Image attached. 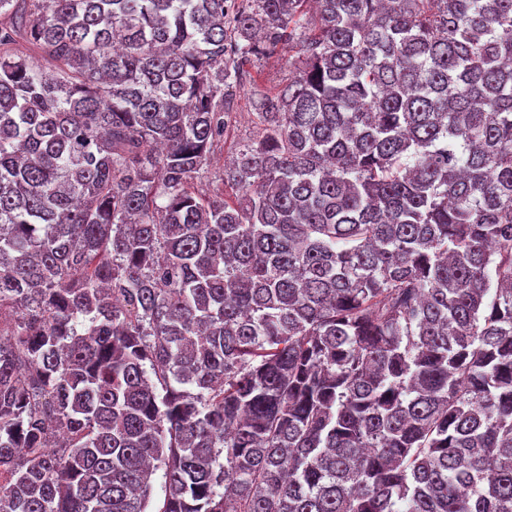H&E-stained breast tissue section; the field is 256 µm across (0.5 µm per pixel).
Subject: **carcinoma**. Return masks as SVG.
I'll list each match as a JSON object with an SVG mask.
<instances>
[{
	"instance_id": "carcinoma-1",
	"label": "carcinoma",
	"mask_w": 512,
	"mask_h": 512,
	"mask_svg": "<svg viewBox=\"0 0 512 512\" xmlns=\"http://www.w3.org/2000/svg\"><path fill=\"white\" fill-rule=\"evenodd\" d=\"M160 468V512H512V0H0V512ZM288 51L279 56L262 59L250 69L252 77L257 80L259 86L275 91L281 88L288 79ZM250 86L240 90L237 94L236 112L237 119L233 127H231L224 136V145L221 151H218L212 161L211 171L218 173L224 166V158L232 155L239 144H242L254 138L257 133L256 117L252 108L250 98ZM219 174V173H218Z\"/></svg>"
}]
</instances>
